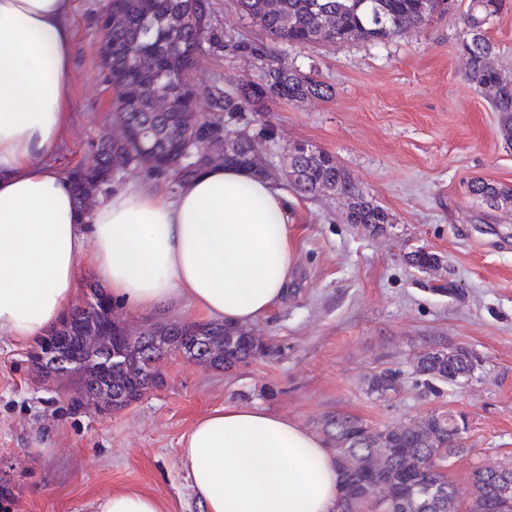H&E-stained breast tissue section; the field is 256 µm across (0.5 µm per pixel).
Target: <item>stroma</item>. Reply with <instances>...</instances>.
Instances as JSON below:
<instances>
[{
    "mask_svg": "<svg viewBox=\"0 0 512 512\" xmlns=\"http://www.w3.org/2000/svg\"><path fill=\"white\" fill-rule=\"evenodd\" d=\"M106 0H72L70 121L58 150L73 167L111 127V92L100 80L98 17ZM470 0L389 43L280 47L279 58L330 88L329 98L276 102L249 112L271 133L263 157L290 199L296 264L281 304L251 325L265 357L203 368L168 356L162 378L131 405L104 414L71 401V389L38 380L37 342L0 335V477L9 512H93L130 490L166 512H200L179 463L180 440L227 402L263 406L313 432L343 412L379 427L430 412L464 416L465 453L448 462L461 497L474 467L512 459V204L498 209L469 191L473 179L512 186V143L485 93L465 77L460 51ZM494 62L512 73V0L485 25ZM249 59L208 48L190 74L203 89L253 78ZM305 142L335 156L390 217L374 233L347 221L343 198L303 195L286 175L288 151ZM426 249L439 264L413 268ZM474 357L467 381L429 389L415 370L432 347ZM397 392H372L380 372Z\"/></svg>",
    "mask_w": 512,
    "mask_h": 512,
    "instance_id": "1",
    "label": "stroma"
}]
</instances>
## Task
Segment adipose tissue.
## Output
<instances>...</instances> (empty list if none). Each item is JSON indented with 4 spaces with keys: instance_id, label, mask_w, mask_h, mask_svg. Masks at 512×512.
Returning a JSON list of instances; mask_svg holds the SVG:
<instances>
[{
    "instance_id": "ef3b65f1",
    "label": "adipose tissue",
    "mask_w": 512,
    "mask_h": 512,
    "mask_svg": "<svg viewBox=\"0 0 512 512\" xmlns=\"http://www.w3.org/2000/svg\"><path fill=\"white\" fill-rule=\"evenodd\" d=\"M71 0H0V335L44 336L80 292V267L142 312L188 301L246 326L282 301L295 264L288 197L238 166L177 192L130 184L80 211L58 147L68 127ZM203 512H337L324 439L262 407L211 410L180 441Z\"/></svg>"
}]
</instances>
